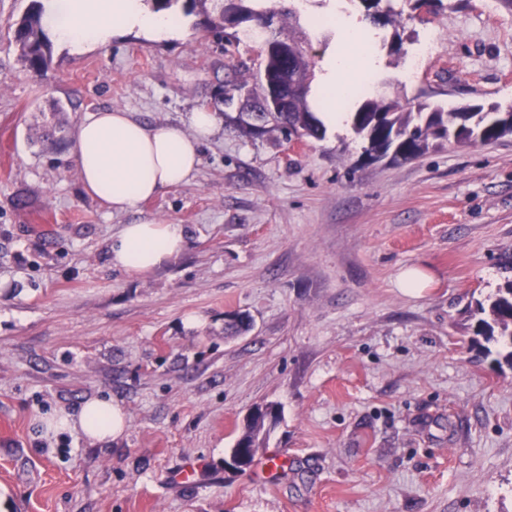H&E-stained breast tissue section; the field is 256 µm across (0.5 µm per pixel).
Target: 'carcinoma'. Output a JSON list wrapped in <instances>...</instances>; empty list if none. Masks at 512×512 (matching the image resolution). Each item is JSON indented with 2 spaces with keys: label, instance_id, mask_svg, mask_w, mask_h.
Segmentation results:
<instances>
[{
  "label": "carcinoma",
  "instance_id": "carcinoma-1",
  "mask_svg": "<svg viewBox=\"0 0 512 512\" xmlns=\"http://www.w3.org/2000/svg\"><path fill=\"white\" fill-rule=\"evenodd\" d=\"M186 13L203 17L214 30L233 29L230 37L235 41L247 40L257 45V59L251 63L232 61L225 64L224 122L244 136H253L248 127L250 114L232 113L238 88L246 85L242 72L251 73L255 84L266 90L281 66L289 72L288 109L261 115L265 121L264 135L274 134L285 140L292 137L321 139L326 134L324 123L313 112L308 99L314 79L312 65L301 45V38L290 35L281 39L273 34L264 36V31L274 23L287 20L300 24L302 5L297 0H278V5H262V0H233L231 7H224L225 0H187ZM43 6L29 10L17 23L14 40L18 45L20 59L37 72L48 69L52 61V44L45 32ZM288 46L286 60L279 58V49ZM304 89L301 94L295 93ZM351 127L364 143L368 156L392 154L393 159H413L426 154L430 149L447 144L464 145L485 143L512 134V111L502 112L500 106L492 105L486 111L483 104H471L462 112L457 106L443 107L439 104L389 100L384 96L365 99L351 113ZM474 314L479 316L476 335L486 342L512 347V280L497 289L486 299L476 301ZM265 419L254 417L247 421L245 430L235 448L257 450L267 439Z\"/></svg>",
  "mask_w": 512,
  "mask_h": 512
}]
</instances>
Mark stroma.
Returning <instances> with one entry per match:
<instances>
[{
  "label": "stroma",
  "mask_w": 512,
  "mask_h": 512,
  "mask_svg": "<svg viewBox=\"0 0 512 512\" xmlns=\"http://www.w3.org/2000/svg\"><path fill=\"white\" fill-rule=\"evenodd\" d=\"M31 5L0 0V512H512V362L466 313L512 280V135L393 161L347 125L291 146L220 122L187 183L111 214L70 153L82 118L189 129L223 114L224 66L255 48L177 5L178 37L56 43L37 75L14 41ZM374 30L407 97L512 106L499 0ZM144 217L183 225L186 246L132 276L110 246ZM411 267L416 293L398 286ZM234 315L249 328L225 335ZM96 396L124 408L121 438L43 436L41 417ZM269 404L256 459L287 462L264 483L225 464Z\"/></svg>",
  "instance_id": "stroma-1"
}]
</instances>
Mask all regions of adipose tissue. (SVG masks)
<instances>
[{
	"instance_id": "ef3b65f1",
	"label": "adipose tissue",
	"mask_w": 512,
	"mask_h": 512,
	"mask_svg": "<svg viewBox=\"0 0 512 512\" xmlns=\"http://www.w3.org/2000/svg\"><path fill=\"white\" fill-rule=\"evenodd\" d=\"M46 25L76 53L109 43L121 30L155 38H170L178 31L174 17L146 10L142 0H53ZM341 39V49L329 52L316 89L325 106L320 118L328 127L344 122L359 94L358 82L370 86L375 80L369 28L346 26ZM216 121L211 110H196L187 134L173 126L146 125L128 112L90 113L78 123L70 148L84 192L113 214L137 209L141 202L188 182ZM184 245L182 225L145 217L123 225L111 244V263L126 273L144 274L179 254ZM125 418L119 403L94 397L74 413L55 409L40 424L45 436L66 434L97 445L121 437Z\"/></svg>"
}]
</instances>
